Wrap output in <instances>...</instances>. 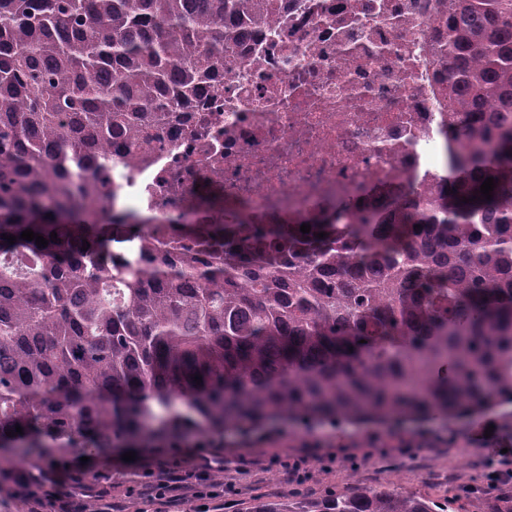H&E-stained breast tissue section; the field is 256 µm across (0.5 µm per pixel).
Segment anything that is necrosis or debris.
I'll return each mask as SVG.
<instances>
[{
    "mask_svg": "<svg viewBox=\"0 0 512 512\" xmlns=\"http://www.w3.org/2000/svg\"><path fill=\"white\" fill-rule=\"evenodd\" d=\"M448 14L438 0H296L259 23L223 83L95 178L106 211L177 224H316L381 211L447 171Z\"/></svg>",
    "mask_w": 512,
    "mask_h": 512,
    "instance_id": "4bbe7bcc",
    "label": "necrosis or debris"
}]
</instances>
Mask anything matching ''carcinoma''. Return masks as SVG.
<instances>
[{"label": "carcinoma", "instance_id": "1", "mask_svg": "<svg viewBox=\"0 0 512 512\" xmlns=\"http://www.w3.org/2000/svg\"><path fill=\"white\" fill-rule=\"evenodd\" d=\"M291 2L0 0V235L16 236L0 238V492L38 486L76 448L271 422L512 420V0H444L459 143L446 191L303 238L291 224L144 235L133 209L126 237L93 222L88 160L132 156ZM244 512L447 508L354 481Z\"/></svg>", "mask_w": 512, "mask_h": 512}]
</instances>
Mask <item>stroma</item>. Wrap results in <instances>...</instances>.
Returning <instances> with one entry per match:
<instances>
[{
    "label": "stroma",
    "instance_id": "35a3bbf8",
    "mask_svg": "<svg viewBox=\"0 0 512 512\" xmlns=\"http://www.w3.org/2000/svg\"><path fill=\"white\" fill-rule=\"evenodd\" d=\"M486 428L512 452L511 425L485 418L451 421L438 415L422 428L369 425L315 434L299 425L273 424L256 435L228 431L220 438L189 439L172 448H140L129 462L123 461L119 448L85 460L75 453L53 464L51 472L58 488L71 494L78 512L103 498L115 512H125L131 500L141 512H149L144 488L161 462L205 483L212 470L223 469V512H240L250 498L307 499L336 493L353 478L366 486L383 483L438 500L447 504L448 512H483L487 451L477 436ZM294 458L305 461L304 482L288 474V462Z\"/></svg>",
    "mask_w": 512,
    "mask_h": 512
}]
</instances>
